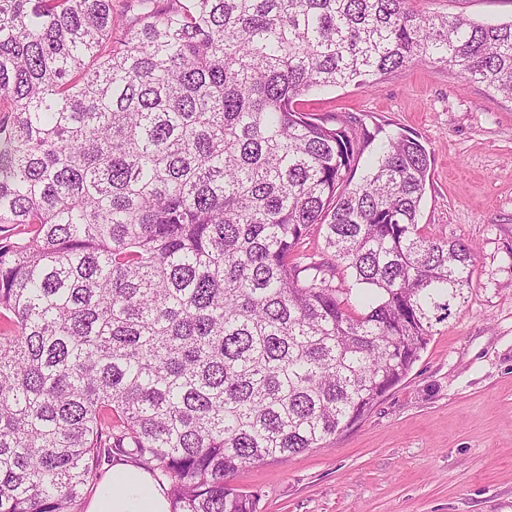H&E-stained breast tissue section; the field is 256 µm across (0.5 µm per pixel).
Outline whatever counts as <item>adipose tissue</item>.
Here are the masks:
<instances>
[{"mask_svg": "<svg viewBox=\"0 0 512 512\" xmlns=\"http://www.w3.org/2000/svg\"><path fill=\"white\" fill-rule=\"evenodd\" d=\"M87 512H170V502L148 472L119 462L93 495Z\"/></svg>", "mask_w": 512, "mask_h": 512, "instance_id": "obj_1", "label": "adipose tissue"}]
</instances>
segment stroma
Returning <instances> with one entry per match:
<instances>
[{"label":"stroma","mask_w":512,"mask_h":512,"mask_svg":"<svg viewBox=\"0 0 512 512\" xmlns=\"http://www.w3.org/2000/svg\"><path fill=\"white\" fill-rule=\"evenodd\" d=\"M512 21V0H415ZM303 111L417 135L432 154L418 222L476 247L472 285L408 377L361 420L288 460L241 468L260 512H512V102L418 63L312 93Z\"/></svg>","instance_id":"1"}]
</instances>
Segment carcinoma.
<instances>
[{
  "label": "carcinoma",
  "instance_id": "cac0c4a2",
  "mask_svg": "<svg viewBox=\"0 0 512 512\" xmlns=\"http://www.w3.org/2000/svg\"><path fill=\"white\" fill-rule=\"evenodd\" d=\"M128 2L0 0V512H80L122 453L172 512H258L231 477L361 421L475 256L418 224L419 138L300 99L420 61L512 101V22Z\"/></svg>",
  "mask_w": 512,
  "mask_h": 512
}]
</instances>
